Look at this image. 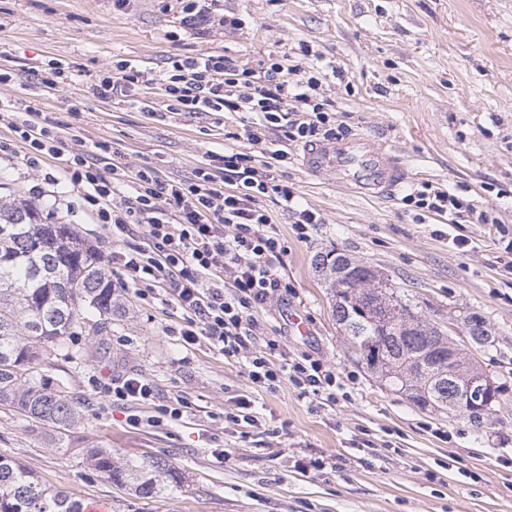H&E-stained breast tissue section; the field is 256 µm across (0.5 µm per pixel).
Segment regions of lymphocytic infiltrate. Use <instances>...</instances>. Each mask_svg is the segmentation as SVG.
Here are the masks:
<instances>
[{"mask_svg": "<svg viewBox=\"0 0 512 512\" xmlns=\"http://www.w3.org/2000/svg\"><path fill=\"white\" fill-rule=\"evenodd\" d=\"M326 66L301 68L289 54L269 52L240 64L222 54L201 53L169 61L152 71L127 59L113 60L89 87L92 97L108 101L159 89L169 112H237L251 144L270 143V162L256 165L252 154L212 151L191 176H162L157 168L127 170L116 162L111 144L98 141L86 150L66 155L60 180L76 190L86 212L111 239L128 235L132 225L144 226L147 245H128L108 254L141 296L165 286L168 296L189 319L181 336L185 345L208 339L224 358L242 361L253 384L276 390L289 381L299 398L336 400L340 378L321 360L295 356L279 340L260 335L256 313L290 286L273 263L284 253L278 232L262 199L292 212L295 228L305 232L321 218L302 207L294 189L275 174L272 164L285 160L286 144L310 145L343 138L345 130L332 119L330 101L318 98ZM27 145L17 154L11 142L0 141V161L21 159L39 170L48 157L64 155L60 126L38 109L26 107L12 125ZM278 131L268 140L269 131Z\"/></svg>", "mask_w": 512, "mask_h": 512, "instance_id": "lymphocytic-infiltrate-1", "label": "lymphocytic infiltrate"}]
</instances>
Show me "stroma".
Listing matches in <instances>:
<instances>
[{
	"mask_svg": "<svg viewBox=\"0 0 512 512\" xmlns=\"http://www.w3.org/2000/svg\"><path fill=\"white\" fill-rule=\"evenodd\" d=\"M171 0H0V68L12 71L0 99L34 105L68 126V150L111 141L128 169L153 166L185 177L222 148L250 150L272 162L321 221L299 238L292 214L271 201L269 212L285 252L275 262L291 285L286 300L267 301L259 320L291 352L309 353L344 379L345 399L313 411L289 383L256 388L241 363L208 343L187 348L175 329L187 314L165 291L143 300L126 288L125 313L102 335L86 316L43 368L41 383L68 388L78 419L61 432L0 404V455L13 458L52 489L109 512H512V400L496 421L421 410L385 388L347 348L331 313V294L313 266L339 249L372 265L488 372L512 382V270L500 249L512 238V0H220L238 29L213 27L196 37ZM333 60L320 95L332 101L348 136L386 142L407 179L395 193L372 198L343 192L331 176L302 165L303 144L271 161L263 145L241 139L232 112L157 117L115 99L99 101L86 85L113 59L162 69L169 59L200 53L247 61L300 45ZM52 58L76 73L63 90L37 94L30 71ZM42 172L0 163V196L37 203L55 223L71 224L99 254L116 249L91 223L78 195H56ZM429 183L468 204L456 223L406 205L410 189ZM492 221L481 224L478 213ZM484 317L495 336L479 349L465 342L464 319ZM305 317L300 334L292 316ZM139 375L161 400L184 398L181 421L132 428L129 408L110 404L97 382ZM254 402L258 426L221 417L235 398ZM89 448L127 457H161L180 485L142 498L86 462ZM224 449V459L213 449ZM324 468L298 471L302 458Z\"/></svg>",
	"mask_w": 512,
	"mask_h": 512,
	"instance_id": "1",
	"label": "stroma"
}]
</instances>
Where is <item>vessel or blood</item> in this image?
Masks as SVG:
<instances>
[{
    "mask_svg": "<svg viewBox=\"0 0 512 512\" xmlns=\"http://www.w3.org/2000/svg\"><path fill=\"white\" fill-rule=\"evenodd\" d=\"M302 162L311 172L332 175L338 186L374 195L392 192L405 180L402 166L380 143L365 137L315 143L305 150Z\"/></svg>",
    "mask_w": 512,
    "mask_h": 512,
    "instance_id": "b4317fda",
    "label": "vessel or blood"
}]
</instances>
